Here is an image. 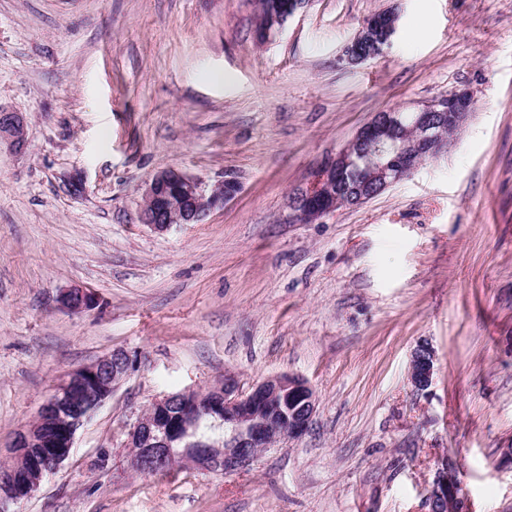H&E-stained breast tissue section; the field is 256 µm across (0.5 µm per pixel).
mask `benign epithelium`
<instances>
[{"label":"benign epithelium","instance_id":"7a95c632","mask_svg":"<svg viewBox=\"0 0 512 512\" xmlns=\"http://www.w3.org/2000/svg\"><path fill=\"white\" fill-rule=\"evenodd\" d=\"M310 0H270L259 11L256 31L265 38L303 9ZM397 15L382 11L364 19L344 47L340 61L358 65L383 54L396 31ZM472 106L468 91H451L418 102L404 115L400 109L376 112L335 155L324 159L311 181L288 196V220L320 222L341 207H358L389 186L410 176L425 159L448 147L467 120ZM22 152L27 148L26 118L0 108V147ZM356 173L353 189L344 182ZM239 191L227 179L206 185L175 168L153 174L140 208V220L157 231L175 224H201L209 213ZM61 308L82 313L94 308L97 297L86 288H71L58 296ZM128 354L119 349L68 373L43 406L37 420L20 433L13 445L16 465L0 479V512L37 491L43 479L69 460L77 431L127 376ZM436 354L421 343L411 354L409 381L417 391L433 384ZM316 412V395L309 382L294 374H278L239 391L236 379L207 391L164 394L156 398L127 434L132 449L127 465L151 475L161 467H192L208 473H233L248 468L258 453L305 433ZM224 423V440L197 436L202 418ZM182 453L174 452L179 446ZM427 512H471L460 482V469L451 457L441 460L425 496Z\"/></svg>","mask_w":512,"mask_h":512}]
</instances>
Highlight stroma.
Segmentation results:
<instances>
[{
  "label": "stroma",
  "instance_id": "stroma-1",
  "mask_svg": "<svg viewBox=\"0 0 512 512\" xmlns=\"http://www.w3.org/2000/svg\"><path fill=\"white\" fill-rule=\"evenodd\" d=\"M391 9L374 60L339 56ZM256 0H0V462L67 373L132 367L17 512H425L451 456L472 512H512V0H310L265 40ZM473 111L437 160L316 224L288 195L373 113L456 89ZM177 168L236 196L200 224L139 220ZM82 192H75V183ZM97 306L60 308L69 288ZM437 356L415 391L410 357ZM305 378L302 437L224 475L126 466L157 396ZM106 467H97L99 458ZM3 145L15 152L27 148L26 118L22 113L0 108V149ZM436 354L428 343H421L411 354L409 381L416 391H425L433 384Z\"/></svg>",
  "mask_w": 512,
  "mask_h": 512
}]
</instances>
